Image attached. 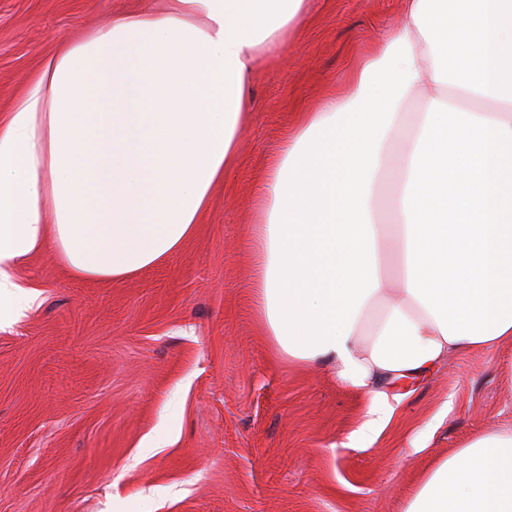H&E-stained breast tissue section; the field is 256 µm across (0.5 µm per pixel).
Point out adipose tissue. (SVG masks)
Masks as SVG:
<instances>
[{
  "label": "adipose tissue",
  "mask_w": 512,
  "mask_h": 512,
  "mask_svg": "<svg viewBox=\"0 0 512 512\" xmlns=\"http://www.w3.org/2000/svg\"><path fill=\"white\" fill-rule=\"evenodd\" d=\"M306 7L169 0L62 42L0 118V323L37 304L11 270L44 246L113 281L182 249ZM258 190L256 315L278 359L367 395L362 433L391 422L392 383L512 343V0H405ZM404 512H512V426L437 461Z\"/></svg>",
  "instance_id": "obj_1"
}]
</instances>
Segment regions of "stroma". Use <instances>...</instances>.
I'll return each mask as SVG.
<instances>
[{
  "label": "stroma",
  "instance_id": "stroma-1",
  "mask_svg": "<svg viewBox=\"0 0 512 512\" xmlns=\"http://www.w3.org/2000/svg\"><path fill=\"white\" fill-rule=\"evenodd\" d=\"M165 0H0V113L60 42ZM404 0H310L260 62L238 157L177 253L119 282L47 247L15 280L40 304L0 324V512H402L419 477L512 425V344L400 385L397 422L351 440L364 394L275 359L253 312L256 186L298 113L349 79Z\"/></svg>",
  "mask_w": 512,
  "mask_h": 512
}]
</instances>
